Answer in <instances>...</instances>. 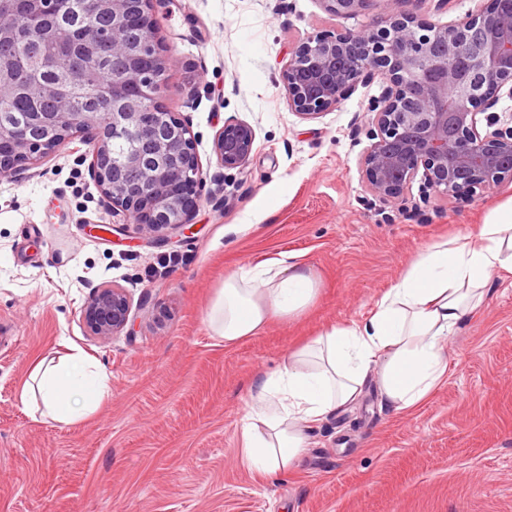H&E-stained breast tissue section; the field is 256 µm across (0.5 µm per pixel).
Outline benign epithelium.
<instances>
[{
	"mask_svg": "<svg viewBox=\"0 0 512 512\" xmlns=\"http://www.w3.org/2000/svg\"><path fill=\"white\" fill-rule=\"evenodd\" d=\"M153 0H94L88 28L107 22L112 61L122 63L112 83L88 82L90 107L71 110L58 81L23 85L13 69H0V104L26 93L48 100L51 112L0 113V174L16 176L80 136L92 145L90 170L112 203L138 232L163 241L186 230L203 180L190 126L163 101L168 60L156 37ZM327 12L358 16L370 0H321ZM383 0L381 24L359 35L317 33L300 42L280 74L288 107L303 119L333 110L370 72L389 83L369 128L361 159L369 191L386 202L402 198L416 180L438 196L475 194L512 182V114L495 108L500 91L512 97V0H487L465 18L424 22ZM22 31L14 12L0 10V46L17 45ZM76 71L94 67L95 49L64 46ZM132 139L125 160L111 158V142ZM255 131L230 119L214 140L217 163L242 170ZM131 297L119 285L93 289L82 311L90 334L107 340L132 335Z\"/></svg>",
	"mask_w": 512,
	"mask_h": 512,
	"instance_id": "1",
	"label": "benign epithelium"
}]
</instances>
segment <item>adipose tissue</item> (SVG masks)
Wrapping results in <instances>:
<instances>
[{"instance_id":"obj_1","label":"adipose tissue","mask_w":512,"mask_h":512,"mask_svg":"<svg viewBox=\"0 0 512 512\" xmlns=\"http://www.w3.org/2000/svg\"><path fill=\"white\" fill-rule=\"evenodd\" d=\"M502 272L512 273V199L492 209L477 233L421 249L369 320L326 329L275 375L259 378L256 406L241 433L246 463L263 474L287 470L307 448V424L345 410L371 382L396 412L421 408L446 378L449 336ZM315 294L311 270L285 254L227 277L211 301L207 326L234 342L272 318L299 316ZM106 381L85 356L45 357L31 367L21 396L39 398L44 418L71 422L104 396Z\"/></svg>"}]
</instances>
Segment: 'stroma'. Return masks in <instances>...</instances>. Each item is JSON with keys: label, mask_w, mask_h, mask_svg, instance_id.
<instances>
[{"label": "stroma", "mask_w": 512, "mask_h": 512, "mask_svg": "<svg viewBox=\"0 0 512 512\" xmlns=\"http://www.w3.org/2000/svg\"><path fill=\"white\" fill-rule=\"evenodd\" d=\"M480 0H402L445 24ZM169 61L164 99L187 121L203 168L191 228L139 234L93 178L81 139L0 177V512H512V273L447 344V378L415 413L374 391L311 424L288 473L263 478L243 460L241 429L256 378L333 325L369 318L424 246L477 232L512 185L471 197L384 202L360 161L370 109L388 83L358 84L320 118L288 107L279 74L294 47L323 32L359 33L357 17L321 0H153ZM248 122L256 150L244 170L220 167L226 120ZM90 224H114L106 237ZM295 255L317 282L300 316L274 318L235 343L205 313L243 266ZM174 257L163 279L157 260ZM115 283L134 302V333L101 340L81 313L92 289ZM77 349L109 391L79 420L43 421L20 401L33 363Z\"/></svg>", "instance_id": "stroma-1"}]
</instances>
